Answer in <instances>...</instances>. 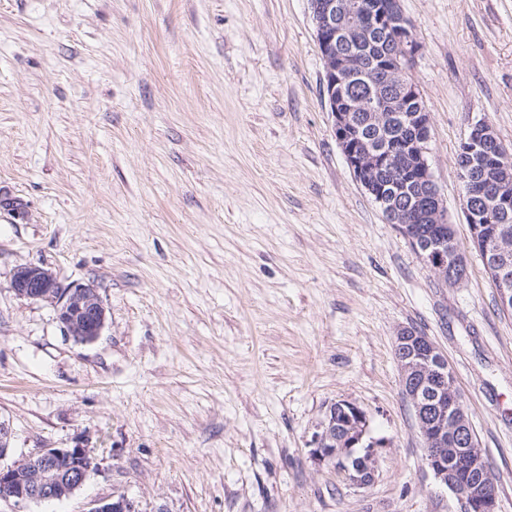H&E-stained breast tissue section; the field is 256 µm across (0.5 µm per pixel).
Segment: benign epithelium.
<instances>
[{
	"mask_svg": "<svg viewBox=\"0 0 512 512\" xmlns=\"http://www.w3.org/2000/svg\"><path fill=\"white\" fill-rule=\"evenodd\" d=\"M316 39L325 75L323 94L327 96L336 141L358 186L375 198L388 221L397 225L401 235L419 255L425 268L443 284H461L468 276L465 257L459 252L454 226L448 223L445 210L436 207L428 214L436 232L424 236L408 223L409 213L416 210L415 190L399 180L382 183L376 179L379 170H394L404 157L424 174L428 194L440 197L430 170L427 155L431 141L429 113L411 112L405 122L413 136L405 141L390 140L374 148L362 136L352 114L366 110L373 119H388L385 100L374 96L363 105L344 94L345 84L360 69L352 56L339 52L344 33L357 28L371 31L381 28L390 33L392 55L396 66L387 67V76L401 85L408 98L419 97L417 86L405 80L420 46L412 36V27L403 16L399 0H352L344 5L336 0H311ZM470 162L458 169L466 198L485 199L479 175L493 165L505 177L496 183L495 194L486 199L481 211L465 209L472 246L483 256L484 264L495 288L500 306L512 311V243L493 215L512 207V153L499 145L494 130L484 121L469 124L463 139ZM11 288L16 295L54 305L56 319L65 336L77 344L95 342L102 334L106 313L97 288L90 284L63 285L47 269L37 265L22 266L13 273ZM395 357L401 369L403 390L410 400L425 446V464L434 479L446 486L459 503L461 512H497V495L493 479L474 433L465 415L462 397L455 385L448 359L426 336L406 327L400 329L395 341ZM11 431L0 421V500L13 503V512H27L31 503L62 500L72 497L83 484L100 471V463L91 449L40 448L20 462L4 465L1 460L9 450ZM388 441L369 436L366 412L349 401L333 403L326 420L312 434L310 456L318 466H330L352 486L372 483L377 472L381 450ZM466 452L468 475L460 480L448 470V458ZM85 512H138L133 501L120 495L94 500Z\"/></svg>",
	"mask_w": 512,
	"mask_h": 512,
	"instance_id": "1",
	"label": "benign epithelium"
}]
</instances>
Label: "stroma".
Wrapping results in <instances>:
<instances>
[{
  "label": "stroma",
  "mask_w": 512,
  "mask_h": 512,
  "mask_svg": "<svg viewBox=\"0 0 512 512\" xmlns=\"http://www.w3.org/2000/svg\"><path fill=\"white\" fill-rule=\"evenodd\" d=\"M428 163L469 276L429 273L356 184L309 0H0V420L8 462L93 448L67 500L138 512H458L423 460L400 328L447 356L512 512V313L469 241L468 125L512 148V0H400ZM94 285L100 338L17 296L21 265ZM346 400L388 439L349 485L308 443ZM88 505L85 512H138L134 502L124 495L106 500H94Z\"/></svg>",
  "instance_id": "stroma-1"
}]
</instances>
